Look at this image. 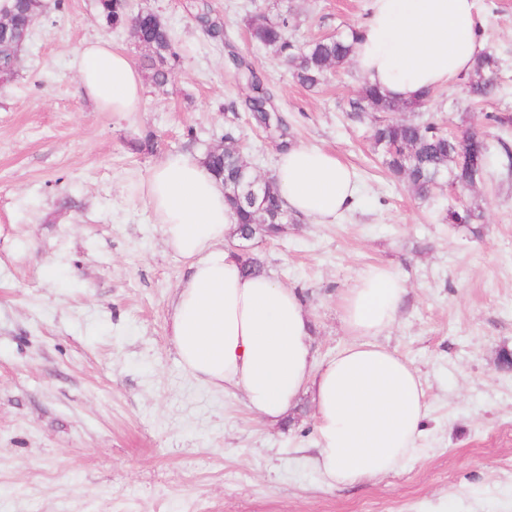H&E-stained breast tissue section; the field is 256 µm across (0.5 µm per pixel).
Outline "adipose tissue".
<instances>
[{"mask_svg":"<svg viewBox=\"0 0 512 512\" xmlns=\"http://www.w3.org/2000/svg\"><path fill=\"white\" fill-rule=\"evenodd\" d=\"M352 61L365 84L399 101L466 75L483 44L475 0H367ZM73 65L86 97L113 117L141 108L145 86L131 58L110 42L85 41ZM274 182L288 210L329 224L350 210L358 186L350 166L324 150L279 152ZM164 246L187 268L168 304L167 329L193 378L242 395L277 423L308 397L318 451L314 469L331 487L384 475L419 454L426 393L414 367L376 338L396 321L405 293L388 267L362 270L340 298L351 338L317 359L302 296L266 272L245 273L226 240L237 219L200 156L167 155L140 184Z\"/></svg>","mask_w":512,"mask_h":512,"instance_id":"1","label":"adipose tissue"}]
</instances>
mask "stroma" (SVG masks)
I'll return each instance as SVG.
<instances>
[{
  "instance_id": "stroma-1",
  "label": "stroma",
  "mask_w": 512,
  "mask_h": 512,
  "mask_svg": "<svg viewBox=\"0 0 512 512\" xmlns=\"http://www.w3.org/2000/svg\"><path fill=\"white\" fill-rule=\"evenodd\" d=\"M170 27L183 59L165 88L146 86L127 119L80 91L73 54L92 38L141 65L144 49L106 26L96 0H42L13 77L0 84V512H512V174L489 168L474 188L423 200L375 153L369 120L348 102L353 64L316 89L249 36L248 17L288 15L298 42L357 25L365 0H131ZM224 26L215 43L193 15ZM481 40L509 83L475 104L463 82L425 114L460 133L512 116V0H476ZM246 57L287 117L295 144L336 154L357 173L355 207L333 224L299 218L249 254L302 292L318 358L349 341L340 296L360 271L391 267L406 294L378 341L426 388L420 455L371 480L327 487L308 458V412L271 425L241 397L190 378L166 331L184 262L163 245L138 186L174 153L203 154L235 126L254 172L271 177L273 138L248 119ZM154 136V153L130 150ZM477 217L456 226L448 210Z\"/></svg>"
}]
</instances>
